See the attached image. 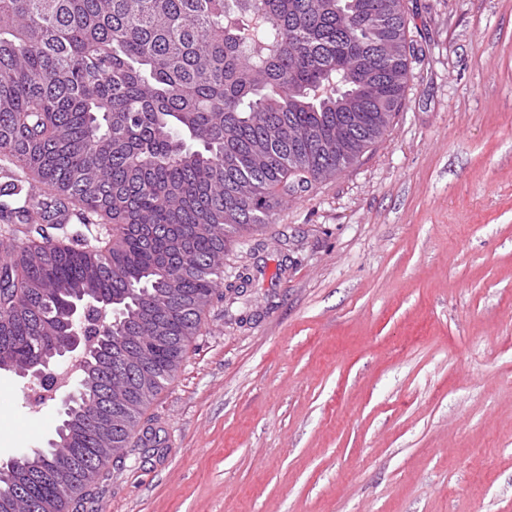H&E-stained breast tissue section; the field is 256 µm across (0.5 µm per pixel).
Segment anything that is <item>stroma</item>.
Here are the masks:
<instances>
[{"instance_id": "stroma-1", "label": "stroma", "mask_w": 512, "mask_h": 512, "mask_svg": "<svg viewBox=\"0 0 512 512\" xmlns=\"http://www.w3.org/2000/svg\"><path fill=\"white\" fill-rule=\"evenodd\" d=\"M384 136L237 238L175 380L73 512H512V0H404ZM0 372V462L56 400Z\"/></svg>"}]
</instances>
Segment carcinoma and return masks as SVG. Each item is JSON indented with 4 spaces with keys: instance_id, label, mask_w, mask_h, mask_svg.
I'll list each match as a JSON object with an SVG mask.
<instances>
[{
    "instance_id": "obj_1",
    "label": "carcinoma",
    "mask_w": 512,
    "mask_h": 512,
    "mask_svg": "<svg viewBox=\"0 0 512 512\" xmlns=\"http://www.w3.org/2000/svg\"><path fill=\"white\" fill-rule=\"evenodd\" d=\"M362 2L0 0V159L27 175L0 189L24 235L0 249V354L29 371L88 307L101 369L77 407L115 416L0 481L13 512H69L173 380L233 236L383 135L419 50L395 0ZM69 200L86 232L29 230Z\"/></svg>"
}]
</instances>
